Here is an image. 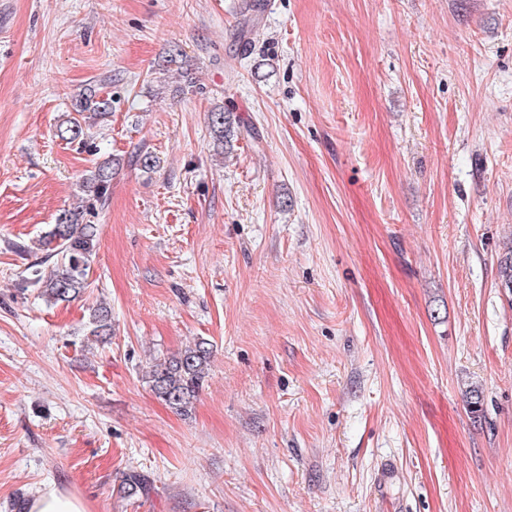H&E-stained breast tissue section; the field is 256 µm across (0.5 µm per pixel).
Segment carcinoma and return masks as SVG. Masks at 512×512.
<instances>
[{"label":"carcinoma","instance_id":"cac0c4a2","mask_svg":"<svg viewBox=\"0 0 512 512\" xmlns=\"http://www.w3.org/2000/svg\"><path fill=\"white\" fill-rule=\"evenodd\" d=\"M75 115L66 116L57 127V136L69 143L87 145L86 119L93 116L104 120L112 113V98H104L92 89H86L73 107ZM211 130L215 142L224 146L233 136L234 126L231 113L222 109L210 112ZM123 162L121 158L108 157L94 167L83 182L84 197L78 205L62 210L55 224L45 235V245L61 255V267L43 276L36 274L35 284L45 302L55 304L71 301L88 285L91 262L99 249L97 225L89 216L104 207L112 181L113 170ZM501 287L512 292V247L499 261ZM91 335L100 340L111 335V313L99 306L91 313ZM212 351L209 343L199 341L180 353L156 363L149 371V383L155 395L174 413L189 416L208 374ZM122 490L125 496L133 497L148 491V483L139 474L125 476Z\"/></svg>","mask_w":512,"mask_h":512}]
</instances>
